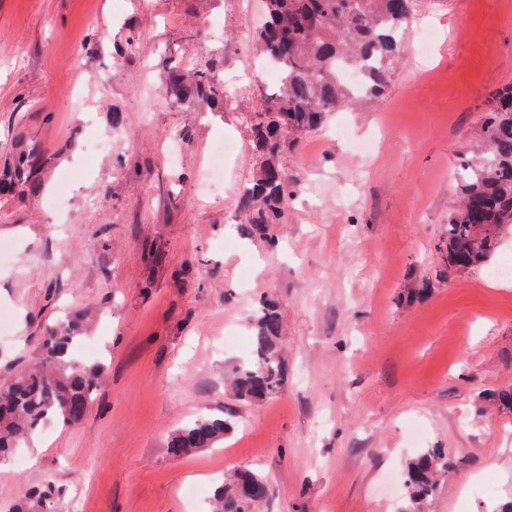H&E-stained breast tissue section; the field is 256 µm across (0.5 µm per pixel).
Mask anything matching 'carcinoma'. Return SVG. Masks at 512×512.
I'll list each match as a JSON object with an SVG mask.
<instances>
[{
  "label": "carcinoma",
  "instance_id": "1",
  "mask_svg": "<svg viewBox=\"0 0 512 512\" xmlns=\"http://www.w3.org/2000/svg\"><path fill=\"white\" fill-rule=\"evenodd\" d=\"M416 0H265L267 21L257 34L266 61L281 72L276 90L261 98L249 120L257 157L256 173L239 195L242 233L275 243L270 233L281 224L298 194L282 163L297 141L317 129L328 114L359 98H378L388 64L402 48L401 32ZM362 64L365 82L359 91L341 82V66ZM212 60L189 73L177 57L164 60L163 90L167 100L185 110L224 109V81ZM477 137L481 151L459 158L461 200L448 213L445 260L448 271L460 272L491 261L502 234L512 228V86L497 91ZM86 319L75 316L50 327L42 338L37 364L0 386V459L20 447L44 421L79 424L101 384L99 364H85L71 352L81 341ZM284 326L279 305L260 300L251 324V357L234 370L238 399L259 402L279 394L287 373L280 341ZM233 430L227 418L198 420L178 429L168 442L178 457L210 448ZM450 462L440 448H429L405 468L409 506L422 512ZM269 493L263 476L235 471L224 477L213 498L216 512H255ZM51 484L34 491L16 512H57Z\"/></svg>",
  "mask_w": 512,
  "mask_h": 512
}]
</instances>
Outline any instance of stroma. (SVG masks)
<instances>
[{
    "label": "stroma",
    "mask_w": 512,
    "mask_h": 512,
    "mask_svg": "<svg viewBox=\"0 0 512 512\" xmlns=\"http://www.w3.org/2000/svg\"><path fill=\"white\" fill-rule=\"evenodd\" d=\"M264 19L263 0H0V176L29 156L0 193V383L68 313L89 315L105 369L81 423L47 422L24 461L0 462V512L46 483L62 512H210L244 468L270 485L260 512H404V467L427 448L454 468L426 512H512V411L492 398L512 388V278L490 276L512 233L460 273L438 251L456 159L512 83V0H417L384 93L285 157L301 191L272 244L237 214L256 167L246 117L275 84L259 69ZM179 51L189 68L223 58V111L170 109L159 72ZM107 132L111 149L87 155ZM222 139L236 144L224 186L198 198ZM263 295L280 303L287 381L245 403L229 377ZM226 413L223 441L169 454L175 430ZM489 479L494 494H476Z\"/></svg>",
    "instance_id": "35a3bbf8"
}]
</instances>
